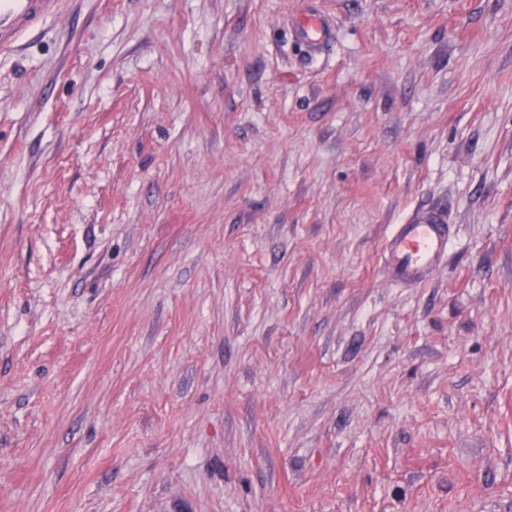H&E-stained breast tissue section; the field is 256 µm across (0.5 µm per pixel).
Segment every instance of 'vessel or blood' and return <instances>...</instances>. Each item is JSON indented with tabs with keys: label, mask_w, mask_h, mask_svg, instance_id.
<instances>
[{
	"label": "vessel or blood",
	"mask_w": 512,
	"mask_h": 512,
	"mask_svg": "<svg viewBox=\"0 0 512 512\" xmlns=\"http://www.w3.org/2000/svg\"><path fill=\"white\" fill-rule=\"evenodd\" d=\"M62 0H0V50L59 15ZM296 36L310 50H321L332 36L329 19L310 9L294 25ZM449 225L445 213L429 207L414 210L395 225L381 253L382 267L391 279L417 283L428 278L448 255Z\"/></svg>",
	"instance_id": "b4317fda"
}]
</instances>
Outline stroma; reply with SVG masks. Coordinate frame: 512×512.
Wrapping results in <instances>:
<instances>
[{
  "label": "stroma",
  "instance_id": "1",
  "mask_svg": "<svg viewBox=\"0 0 512 512\" xmlns=\"http://www.w3.org/2000/svg\"><path fill=\"white\" fill-rule=\"evenodd\" d=\"M0 512H512V0H65L0 52ZM293 27L296 36L305 42L311 51L321 50L332 37L329 19L316 8L310 9ZM448 237L449 225L441 209L414 210L386 238L381 253L385 273L405 284L425 280L445 261Z\"/></svg>",
  "mask_w": 512,
  "mask_h": 512
}]
</instances>
